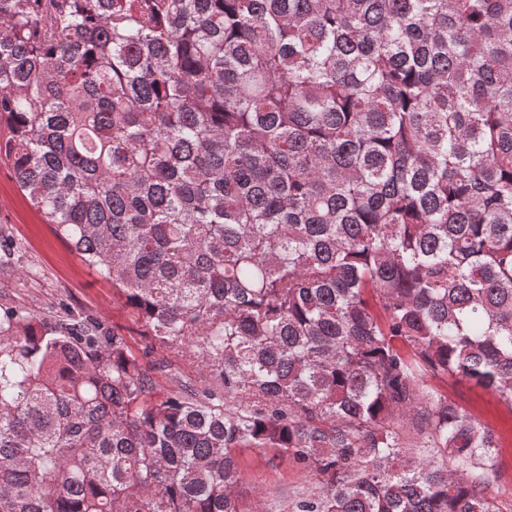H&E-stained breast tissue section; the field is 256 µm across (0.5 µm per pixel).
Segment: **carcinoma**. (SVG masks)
Instances as JSON below:
<instances>
[{
	"label": "carcinoma",
	"mask_w": 512,
	"mask_h": 512,
	"mask_svg": "<svg viewBox=\"0 0 512 512\" xmlns=\"http://www.w3.org/2000/svg\"><path fill=\"white\" fill-rule=\"evenodd\" d=\"M2 126L148 345L0 303V512H499L512 0H0ZM440 386L469 413L500 435L503 468L492 488V495L501 512H512V409L496 394L472 383L449 382ZM268 457L258 451L248 450L242 457L245 479L239 488L240 496L248 509L253 507L254 500L260 491L275 492L293 491L306 488L310 484L307 474L287 459H277L273 465L267 462Z\"/></svg>",
	"instance_id": "obj_1"
}]
</instances>
